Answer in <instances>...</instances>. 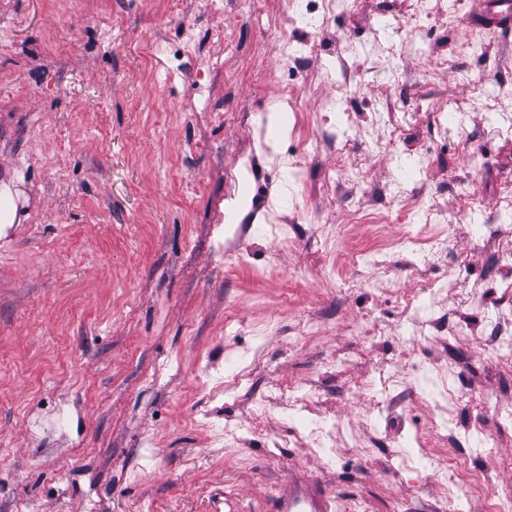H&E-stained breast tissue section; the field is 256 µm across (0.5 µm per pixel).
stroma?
<instances>
[{"label": "stroma", "mask_w": 512, "mask_h": 512, "mask_svg": "<svg viewBox=\"0 0 512 512\" xmlns=\"http://www.w3.org/2000/svg\"><path fill=\"white\" fill-rule=\"evenodd\" d=\"M0 0V512H270L288 475L318 478L334 512H438L432 462L448 451V410L430 375L454 364L466 423L494 434L493 491L459 512H492L512 488V356L488 353L481 308L512 312L493 263L512 240V25L490 0H336L298 71L278 68L287 0ZM224 72L155 67L184 32ZM345 58L356 74L343 80ZM332 100L302 130L340 131L333 155L282 169L295 118L282 83ZM448 115L445 143L428 115ZM265 152L264 189L288 226L225 246L258 199L227 171ZM398 198L391 221H354L347 187ZM436 205L437 215L427 213ZM437 240V267H411L399 237ZM383 252L376 281L350 288L357 257ZM446 277L447 288L424 291ZM447 313L475 333L419 340ZM263 357L232 396L210 382L252 344ZM403 365L398 417L378 418L379 366ZM236 430L212 447L209 429ZM320 428L323 445L308 432Z\"/></svg>", "instance_id": "stroma-1"}]
</instances>
